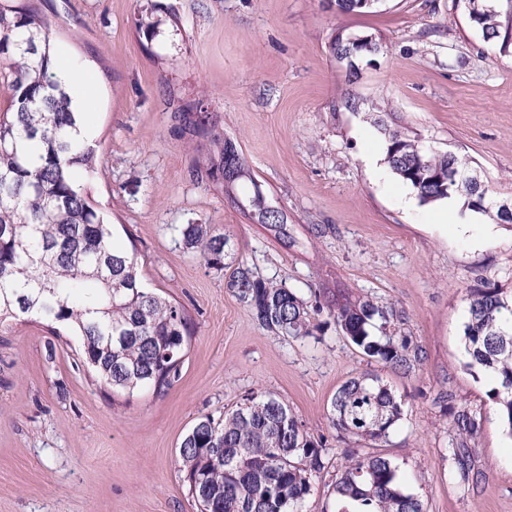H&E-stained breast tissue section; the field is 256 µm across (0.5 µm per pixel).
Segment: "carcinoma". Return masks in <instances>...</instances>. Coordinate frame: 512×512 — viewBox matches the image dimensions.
<instances>
[{
  "mask_svg": "<svg viewBox=\"0 0 512 512\" xmlns=\"http://www.w3.org/2000/svg\"><path fill=\"white\" fill-rule=\"evenodd\" d=\"M361 0H336L342 13L377 7ZM470 23L488 40L512 48V0H467ZM338 31L332 56L346 55L350 69L381 51L377 40L349 42ZM51 23L30 5L0 3V325L21 317L54 324L80 337L83 357L100 381L132 395L160 391L178 375L189 338V317L181 305L146 288L135 257L114 245L111 225L90 201L77 178L95 170L94 149L80 114L60 79L49 69ZM386 162L423 204L457 196L467 208L487 207L488 188L448 186V168L470 170L453 154L432 151L381 118ZM206 173L221 174L224 192L252 185L249 214L259 224L284 231L286 217L270 209L253 172L229 139L215 136ZM187 248L211 266L224 260V236L206 224H186ZM229 288L248 304L262 328L301 341L334 322L344 338L368 361L411 373L422 351L402 331L405 318L392 305L348 296L328 308H308L295 288L265 281L239 267ZM465 350L468 366L493 376L491 399L512 433V302L488 282L467 287ZM327 320L312 325L310 312ZM404 403L379 376L364 373L342 384L330 402L329 421L338 432L384 442L404 415ZM288 412V425L282 424ZM448 461L462 477L469 466L461 449L474 440L479 422L462 403H448ZM180 447L185 482L200 512H304L313 476L326 468V444L309 436L280 397L253 393L244 405L215 418H199ZM336 512H425L422 499L406 490L398 466L383 454L347 451L336 478Z\"/></svg>",
  "mask_w": 512,
  "mask_h": 512,
  "instance_id": "cac0c4a2",
  "label": "carcinoma"
}]
</instances>
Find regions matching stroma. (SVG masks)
Returning a JSON list of instances; mask_svg holds the SVG:
<instances>
[{"mask_svg": "<svg viewBox=\"0 0 512 512\" xmlns=\"http://www.w3.org/2000/svg\"><path fill=\"white\" fill-rule=\"evenodd\" d=\"M56 51L96 75L86 118L97 172L84 185L134 251L147 288L183 304L192 336L178 378L161 393H112L83 366L78 337L25 319L0 326V512H197L179 446L204 415L272 392L304 431L324 437L331 466L305 512H336L332 485L348 448L368 442L330 426V401L350 377L379 375L405 402L379 450L427 512H512V433L495 382L468 368L467 287L512 292V224L420 204L375 155L389 125L434 150L467 157L496 200H512V55L471 26L465 0H381L340 13L333 0H38ZM157 22L148 30L146 21ZM382 45L357 76L329 52L338 30ZM360 108H345V97ZM234 141L285 233L253 223L203 165L210 132ZM226 238L224 265L186 248L179 229ZM468 227L454 235L453 225ZM246 265L302 296L344 293L394 304L425 353L404 374L367 361L336 326L293 341L254 321L227 286ZM480 423L471 471L448 468L449 400Z\"/></svg>", "mask_w": 512, "mask_h": 512, "instance_id": "1", "label": "stroma"}]
</instances>
